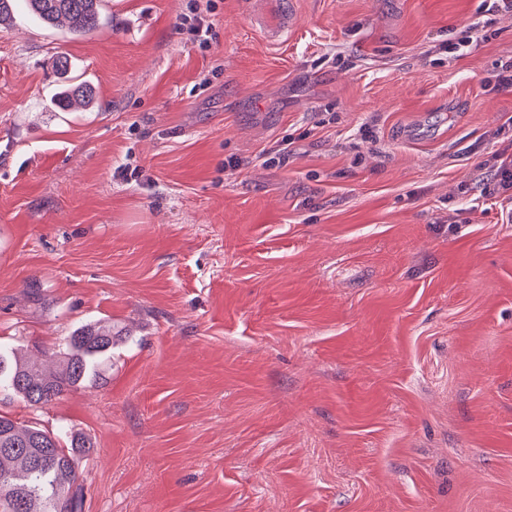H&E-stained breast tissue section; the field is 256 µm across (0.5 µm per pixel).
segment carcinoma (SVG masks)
I'll use <instances>...</instances> for the list:
<instances>
[{
	"label": "carcinoma",
	"instance_id": "carcinoma-1",
	"mask_svg": "<svg viewBox=\"0 0 512 512\" xmlns=\"http://www.w3.org/2000/svg\"><path fill=\"white\" fill-rule=\"evenodd\" d=\"M23 2L44 25L64 28L73 36L88 35L102 23L100 0ZM58 100L68 107L76 103L90 108L95 91L86 83L72 84ZM122 339L112 324L97 321L67 337L64 349L49 356V365L0 350V390L31 407L46 406L73 388L95 384L112 357V346ZM94 450L86 436L72 434L64 447L54 433L0 414V512H82L84 485L75 458Z\"/></svg>",
	"mask_w": 512,
	"mask_h": 512
}]
</instances>
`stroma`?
<instances>
[{
    "instance_id": "obj_1",
    "label": "stroma",
    "mask_w": 512,
    "mask_h": 512,
    "mask_svg": "<svg viewBox=\"0 0 512 512\" xmlns=\"http://www.w3.org/2000/svg\"><path fill=\"white\" fill-rule=\"evenodd\" d=\"M190 4L0 25V345L124 335L99 386L0 412L92 439L82 512H512V200L479 182L512 12L211 0L203 51ZM58 100L66 103V107L77 103L81 107L90 108L95 102V91L86 83L72 84L60 93Z\"/></svg>"
}]
</instances>
